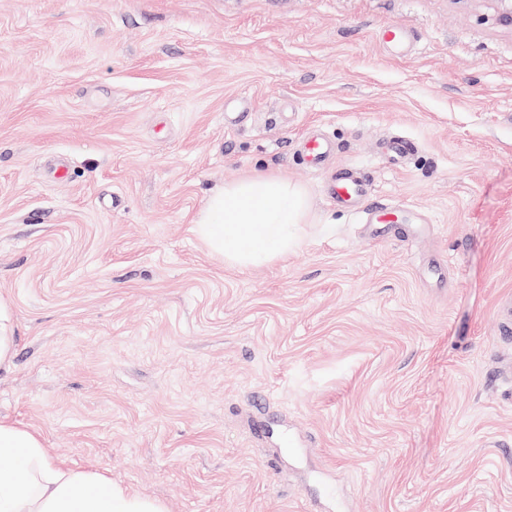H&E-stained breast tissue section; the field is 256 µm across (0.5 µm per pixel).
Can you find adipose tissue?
<instances>
[{"label":"adipose tissue","mask_w":512,"mask_h":512,"mask_svg":"<svg viewBox=\"0 0 512 512\" xmlns=\"http://www.w3.org/2000/svg\"><path fill=\"white\" fill-rule=\"evenodd\" d=\"M304 197L275 176H255L213 193L194 227L227 265H262L302 242ZM0 512H165L92 470L54 462L37 432L0 421Z\"/></svg>","instance_id":"1"}]
</instances>
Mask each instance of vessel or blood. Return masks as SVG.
I'll use <instances>...</instances> for the list:
<instances>
[{
    "mask_svg": "<svg viewBox=\"0 0 512 512\" xmlns=\"http://www.w3.org/2000/svg\"><path fill=\"white\" fill-rule=\"evenodd\" d=\"M336 146L325 137L311 135L301 144L303 164L311 170L318 171L325 167ZM328 201L342 209L363 208L366 223L372 224L375 235H382L390 226L407 223L411 219L410 211L377 204L367 206L366 200L370 195L368 180L348 169H339L333 172L324 186Z\"/></svg>",
    "mask_w": 512,
    "mask_h": 512,
    "instance_id": "1",
    "label": "vessel or blood"
}]
</instances>
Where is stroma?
<instances>
[{
    "mask_svg": "<svg viewBox=\"0 0 512 512\" xmlns=\"http://www.w3.org/2000/svg\"><path fill=\"white\" fill-rule=\"evenodd\" d=\"M312 126L427 223L329 204ZM256 175L304 189L307 235L228 267L193 223ZM0 302V417L166 512H512V29L488 0H0ZM336 146L323 136L309 135L301 144L302 163L311 170L319 171L325 167ZM364 216L365 224H373L376 236L382 235L391 228L390 225L408 224L410 223L408 219L412 220L410 211L385 204H375L366 208ZM15 348L13 315L11 309L0 303V369L12 364Z\"/></svg>",
    "mask_w": 512,
    "mask_h": 512,
    "instance_id": "stroma-1",
    "label": "stroma"
}]
</instances>
